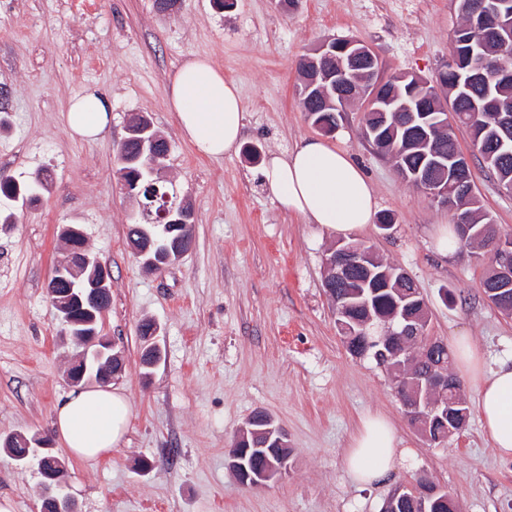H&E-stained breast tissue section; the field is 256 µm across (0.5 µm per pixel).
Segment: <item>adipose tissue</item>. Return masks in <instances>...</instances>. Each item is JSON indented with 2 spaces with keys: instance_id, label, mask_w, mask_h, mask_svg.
<instances>
[{
  "instance_id": "1",
  "label": "adipose tissue",
  "mask_w": 512,
  "mask_h": 512,
  "mask_svg": "<svg viewBox=\"0 0 512 512\" xmlns=\"http://www.w3.org/2000/svg\"><path fill=\"white\" fill-rule=\"evenodd\" d=\"M169 106L183 136L202 154L218 160L235 152L246 115L237 86L225 80L211 60L198 55L186 60L167 86ZM110 102L88 92L72 99L63 119L71 133L90 140L110 123ZM263 183L280 206L346 237L370 224L377 212L372 182L351 156L319 139H305L292 150L273 156L261 171ZM457 366L477 386L476 413L494 449L512 456V357L487 367L470 336H455ZM130 405L113 387L75 390L56 404L54 429L75 458L111 454L127 433ZM348 475L359 486L386 482L404 465L391 423L381 415L364 418L345 456Z\"/></svg>"
}]
</instances>
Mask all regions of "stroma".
I'll list each match as a JSON object with an SVG mask.
<instances>
[{
    "label": "stroma",
    "instance_id": "1",
    "mask_svg": "<svg viewBox=\"0 0 512 512\" xmlns=\"http://www.w3.org/2000/svg\"><path fill=\"white\" fill-rule=\"evenodd\" d=\"M463 18L457 0H0V180L53 173L33 205L0 195V435H53L54 408L68 392L73 353L47 293L64 243L79 225L86 246L111 272L112 302L99 324L122 353L112 385L130 407L128 432L105 460H77L58 449L80 512H382L397 487L427 475L459 512H512V457H500L476 416L435 448L419 434L391 372L352 356L323 284L338 242L319 225L283 210L261 182L270 154L317 136L299 103L298 58L333 39L361 41L377 53L383 77L434 78L454 50ZM209 55L240 90L246 148L214 160L183 138L165 89L187 58ZM95 88L112 104V123L94 141L71 136L62 115ZM364 107L350 105L329 142L347 150L375 186L379 210L395 226L356 233L402 267L429 306L428 334L443 343L467 332L488 364L512 355V316L484 297L489 248L434 252L447 208L404 181L362 136ZM166 139L161 170L192 210L189 252L146 271L127 240L139 217L115 175L117 149L136 116ZM474 192L512 240V195L475 153L466 129ZM258 157H250L248 148ZM156 323L163 351L144 369L142 321ZM258 410L283 427L288 471L260 488L242 486L225 460ZM370 412L393 423L408 463L384 486L359 489L345 474V451ZM149 471H141V462ZM39 477L0 449V499L14 512H39Z\"/></svg>",
    "mask_w": 512,
    "mask_h": 512
}]
</instances>
